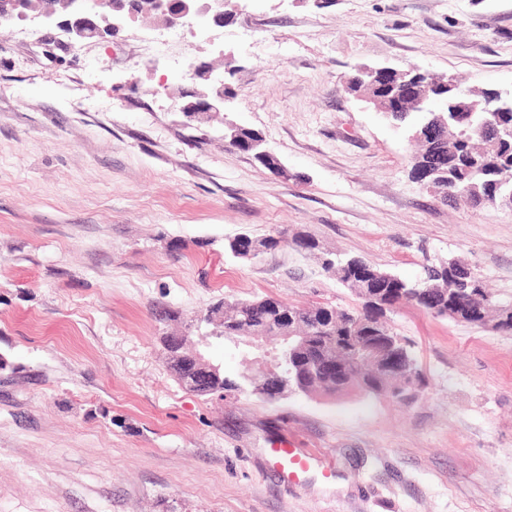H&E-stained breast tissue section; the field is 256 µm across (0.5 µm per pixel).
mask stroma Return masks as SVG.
Listing matches in <instances>:
<instances>
[{"instance_id": "35a3bbf8", "label": "stroma", "mask_w": 512, "mask_h": 512, "mask_svg": "<svg viewBox=\"0 0 512 512\" xmlns=\"http://www.w3.org/2000/svg\"><path fill=\"white\" fill-rule=\"evenodd\" d=\"M234 5L180 29L179 62L140 57L150 10L84 53L38 18L0 34V512H512V332L387 311L425 378L409 403L204 398L161 342L189 337L234 378L241 349L196 332L209 305L360 308L295 246L225 256L240 234L302 231L410 280L458 258L512 303V211L412 180L405 130L346 90L355 66L413 64L512 91V0ZM199 64L232 69L235 96L190 121ZM228 119L288 177L227 147ZM280 443L314 456L302 485L274 470Z\"/></svg>"}]
</instances>
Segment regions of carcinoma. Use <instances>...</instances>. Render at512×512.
I'll return each mask as SVG.
<instances>
[{
	"instance_id": "cac0c4a2",
	"label": "carcinoma",
	"mask_w": 512,
	"mask_h": 512,
	"mask_svg": "<svg viewBox=\"0 0 512 512\" xmlns=\"http://www.w3.org/2000/svg\"><path fill=\"white\" fill-rule=\"evenodd\" d=\"M430 96L444 104L440 112H415L409 106L401 112H391L388 120L411 129L414 125L436 120L445 125L435 140L416 142V155L432 161V176L427 187L453 202H463L475 209H512V94L509 108L504 112H490L483 94L469 98L470 111H453V98L441 85L430 88ZM260 139V133L249 127H239L238 137L229 146L243 152ZM266 252L290 243L309 253H318L322 266L336 275V279L358 298L369 288L383 291L386 301L397 307L416 306L435 316L449 317L478 327L512 332V305H502L483 288L481 282L459 260L450 259L439 265L424 268L423 275L408 280L392 275L387 283L372 280L384 271L367 264L358 257L330 254L321 250L318 242L301 232L288 239L280 234L255 239ZM224 308V339L235 340L240 332L260 335L272 324L288 325L293 317L298 329L308 337V345L300 354L282 360L280 371L288 380L291 391L334 395L350 388L364 394L389 392L399 401H409V381L397 377L406 370L407 362L417 365L412 349L406 356L391 350L381 342L385 331L372 325L375 312L362 304L358 311H337L323 306L297 307L276 296L255 300L220 302ZM319 320L332 322L322 330ZM349 336H363L365 343L377 349L387 362L394 378L375 376L369 372H354L352 363L338 348ZM192 356L183 353L168 368L177 380L191 375Z\"/></svg>"
}]
</instances>
